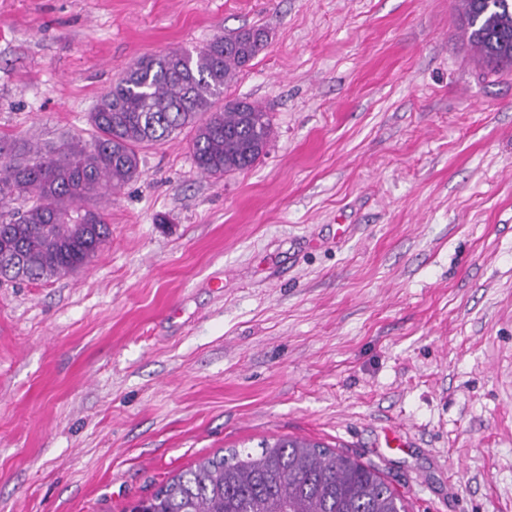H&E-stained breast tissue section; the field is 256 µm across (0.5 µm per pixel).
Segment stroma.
Instances as JSON below:
<instances>
[{"instance_id":"stroma-1","label":"stroma","mask_w":512,"mask_h":512,"mask_svg":"<svg viewBox=\"0 0 512 512\" xmlns=\"http://www.w3.org/2000/svg\"><path fill=\"white\" fill-rule=\"evenodd\" d=\"M260 26L249 170L141 149L98 258L0 284V512H126L262 438L407 512H512V69L457 0H0V141L90 139L137 59Z\"/></svg>"}]
</instances>
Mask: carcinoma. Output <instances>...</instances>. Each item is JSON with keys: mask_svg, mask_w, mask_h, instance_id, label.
<instances>
[{"mask_svg": "<svg viewBox=\"0 0 512 512\" xmlns=\"http://www.w3.org/2000/svg\"><path fill=\"white\" fill-rule=\"evenodd\" d=\"M468 39L492 66L512 65V0H459ZM242 28L194 51L134 62L101 96L93 140L63 139L15 153L0 146V276L41 281L90 265L110 238L92 200L139 174L140 149L192 132L193 162L220 178L252 167L272 135L269 113L224 99V87L264 49ZM22 202L18 208L11 207ZM260 451L230 448L170 476L130 512H401L378 469L320 442L279 436Z\"/></svg>", "mask_w": 512, "mask_h": 512, "instance_id": "obj_1", "label": "carcinoma"}]
</instances>
